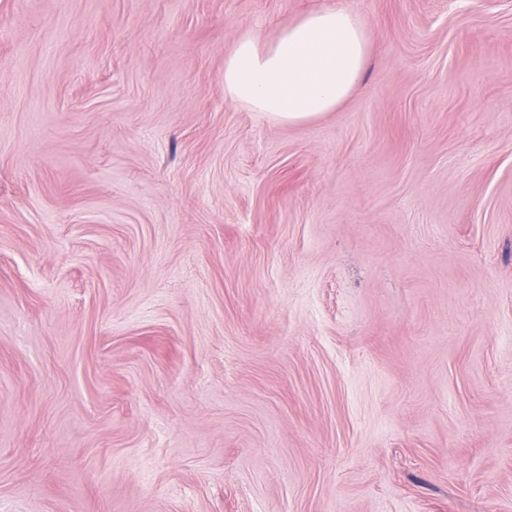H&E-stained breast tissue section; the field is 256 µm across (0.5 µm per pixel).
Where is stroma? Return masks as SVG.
<instances>
[{
  "instance_id": "35a3bbf8",
  "label": "stroma",
  "mask_w": 512,
  "mask_h": 512,
  "mask_svg": "<svg viewBox=\"0 0 512 512\" xmlns=\"http://www.w3.org/2000/svg\"><path fill=\"white\" fill-rule=\"evenodd\" d=\"M0 512H512V0H0ZM368 36L345 7L310 13L273 40L239 36L224 55V99L293 125L335 111L362 81Z\"/></svg>"
}]
</instances>
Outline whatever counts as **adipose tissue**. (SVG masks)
<instances>
[{"label":"adipose tissue","mask_w":512,"mask_h":512,"mask_svg":"<svg viewBox=\"0 0 512 512\" xmlns=\"http://www.w3.org/2000/svg\"><path fill=\"white\" fill-rule=\"evenodd\" d=\"M368 36L339 6L305 15L272 40L248 32L224 56V98L293 125L335 111L362 81Z\"/></svg>","instance_id":"1"}]
</instances>
